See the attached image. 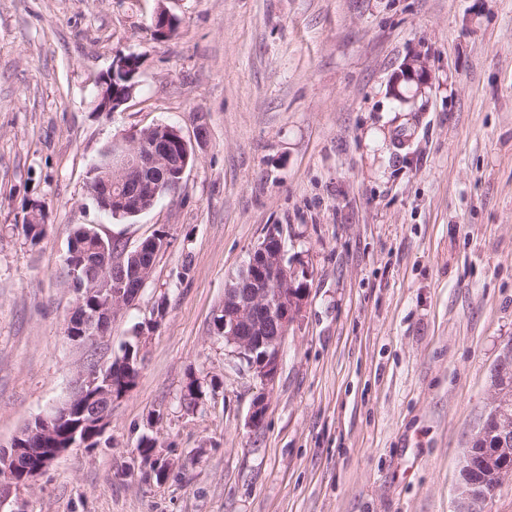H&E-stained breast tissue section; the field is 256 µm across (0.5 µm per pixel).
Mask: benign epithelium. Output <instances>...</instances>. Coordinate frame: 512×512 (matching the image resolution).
Instances as JSON below:
<instances>
[{
  "label": "benign epithelium",
  "instance_id": "7a95c632",
  "mask_svg": "<svg viewBox=\"0 0 512 512\" xmlns=\"http://www.w3.org/2000/svg\"><path fill=\"white\" fill-rule=\"evenodd\" d=\"M174 21L165 7H159L152 17L157 37L170 36ZM138 62L134 55L113 60L110 71L99 82L100 97L95 99V105H100L102 96L111 95L101 111L114 113L132 97L136 84L131 78L139 72ZM427 81L425 66L413 58L397 75L391 92L401 97V84L421 87ZM176 142L187 144L177 128L162 124L114 138L112 166L104 179L106 201L138 214L150 209L159 196L176 189L187 170L186 157L175 149ZM296 278L297 271L285 260L280 231L273 229L254 248L234 283L224 288V348L266 384L273 383L278 374L284 340L303 309L304 298L294 294ZM126 283L127 287L115 299L109 293L99 292L100 304L92 311L84 306L83 290L76 291V306L66 335L73 343L87 348L91 357L78 371L66 395L34 417L43 436L57 438L53 447L33 450L19 443L0 448V474H8L9 483L21 484L33 478L65 451L91 442L87 437L76 438L75 431L60 437L55 434L54 427L71 415L75 405H81L83 413L93 421L94 431L105 432L112 419V401L103 400V394L94 389L110 361L96 356L93 348L111 332L116 316L138 299L146 280L142 279L141 270L133 266ZM265 410L264 399L253 402L249 414L251 428L262 426ZM494 490L493 485L461 487L465 512H481L479 505Z\"/></svg>",
  "mask_w": 512,
  "mask_h": 512
}]
</instances>
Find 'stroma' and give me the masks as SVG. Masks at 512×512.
I'll return each instance as SVG.
<instances>
[{"mask_svg":"<svg viewBox=\"0 0 512 512\" xmlns=\"http://www.w3.org/2000/svg\"><path fill=\"white\" fill-rule=\"evenodd\" d=\"M161 6L178 20L165 39ZM129 53L132 99L94 111ZM413 56L430 79L405 112L390 85ZM158 124L195 160L152 209L112 219L86 166ZM35 200L49 223L33 246ZM78 224L129 251L166 237L98 344L108 359L138 341L140 375L96 447L10 486L0 512H459L462 458L512 345V0H0L2 446L87 355L65 336ZM274 226L308 288L266 386L212 321ZM162 297L159 327L135 339Z\"/></svg>","mask_w":512,"mask_h":512,"instance_id":"35a3bbf8","label":"stroma"}]
</instances>
